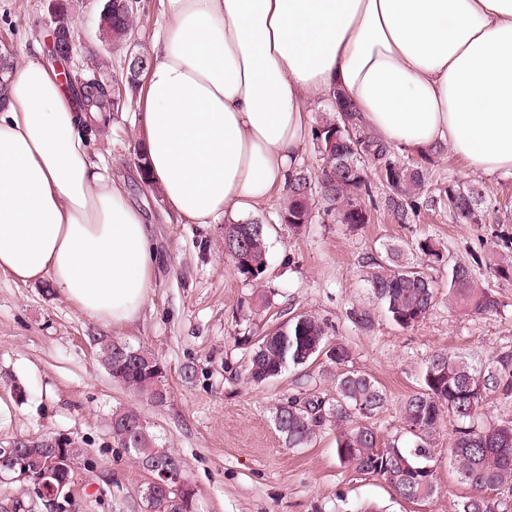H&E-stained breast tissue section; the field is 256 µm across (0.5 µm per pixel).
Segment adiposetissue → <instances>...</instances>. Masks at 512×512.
Here are the masks:
<instances>
[{
  "instance_id": "1",
  "label": "adipose tissue",
  "mask_w": 512,
  "mask_h": 512,
  "mask_svg": "<svg viewBox=\"0 0 512 512\" xmlns=\"http://www.w3.org/2000/svg\"><path fill=\"white\" fill-rule=\"evenodd\" d=\"M136 107L149 180L176 222L279 195L340 91L399 150L445 145L512 173V0H163ZM150 231L89 154L70 91L40 60L0 87V272L50 281L105 326L136 320Z\"/></svg>"
}]
</instances>
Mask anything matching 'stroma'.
I'll return each mask as SVG.
<instances>
[{"label":"stroma","mask_w":512,"mask_h":512,"mask_svg":"<svg viewBox=\"0 0 512 512\" xmlns=\"http://www.w3.org/2000/svg\"><path fill=\"white\" fill-rule=\"evenodd\" d=\"M103 5L68 0L79 35L70 91H78L91 72L110 82L124 60L99 38ZM51 26L50 0H0V53L16 64L32 55L53 64ZM138 130L130 98L107 123L83 133L90 153L108 166L150 226L154 261L142 313L128 325L105 327L76 312L49 281L24 285L0 273V448L20 439L72 441L87 454L71 474L66 512H151L140 495L149 473L112 436L113 413L135 407L182 459L184 476L197 492L194 512H357L367 506L377 512H457L466 488L448 465L452 424L441 427L433 452L439 492L418 506L380 477L340 465L336 429H323L300 448L288 447L277 430L274 412L285 398L335 397L334 365L320 359L260 385L247 381L246 367L258 336L297 314L317 316L332 340L349 347L351 369L385 387L388 403L374 419L382 437L401 433V404L418 388L432 353L447 350L484 362L512 350V281L497 278L489 265L476 267L480 287L492 289L500 302L496 313L467 316L443 298L421 323L402 329L380 311L359 261L388 244L426 236L438 239L454 260L497 250L502 239L512 240V174L473 171L446 147L409 153L433 185L482 183L480 224H454L446 213L425 211L416 223L401 225L380 212L355 232L319 219L297 234L279 220L284 196L273 198L255 213L267 226L263 281L272 290L271 304L243 317L238 307L256 286L241 279L225 255L223 224L165 219L157 191L138 176ZM354 307L375 310L371 329L349 320ZM102 338L144 348L159 359L168 390L163 404L148 403L112 380L99 357Z\"/></svg>","instance_id":"stroma-1"}]
</instances>
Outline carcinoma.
<instances>
[{"label": "carcinoma", "instance_id": "cac0c4a2", "mask_svg": "<svg viewBox=\"0 0 512 512\" xmlns=\"http://www.w3.org/2000/svg\"><path fill=\"white\" fill-rule=\"evenodd\" d=\"M138 26L137 0H129L122 11L112 12V44L123 48L133 40ZM150 65V56L131 52L127 65L112 74V85L92 75L81 90L83 105L102 114L119 111L126 94L140 86ZM340 114L333 103L328 113L312 127L316 171L300 169L286 187V202L280 220L298 232L323 215L338 224L358 230L372 220L375 183L371 171L380 170L385 188L384 210L397 224H412L421 210L445 209L455 224H480L484 217L485 191L476 182L448 184L435 195L427 174L418 165L398 158L392 147L354 121V104L345 101ZM267 225L259 218L224 225V254L245 281L263 282L267 265ZM419 261L405 258V247L391 244L385 254L369 255L362 265L364 280L385 315L407 329L422 322L438 303L439 288L424 267L447 261L438 241L424 237L412 245ZM485 257L448 265V302L466 315H485L496 310L491 290L475 282L474 270ZM349 318L362 329L374 325L375 313L353 308ZM103 364L113 380L139 394L160 377L161 362L143 348L114 340L100 341ZM324 356L340 369L336 375V397L330 401L290 397L275 409L274 422L290 448L312 441L323 426L339 428L336 457L355 471L383 478L404 500L423 505L439 490L437 473L429 465L435 435L442 422L455 424L448 460L460 483L468 488L458 502V512H497L491 491L512 492V420L480 423L487 397L495 394L512 401V351H503L484 365L445 350L426 361L420 386L402 404L404 429L413 436L409 444L399 437L382 439L372 419L385 407L386 392L371 377L348 368L351 354L341 342L328 340L323 322L309 314H298L273 328L258 341L247 366V380L261 384L290 367L312 363ZM141 419L136 409L112 414V434L121 447L139 458L145 453L161 465L181 463L179 456L147 429L136 431ZM15 447L32 461L39 460L46 440H19ZM142 498L154 512H192L194 498L180 495V503L166 504L147 483Z\"/></svg>", "mask_w": 512, "mask_h": 512}]
</instances>
